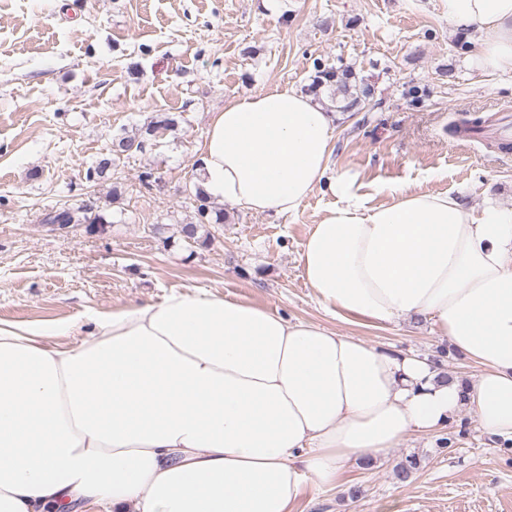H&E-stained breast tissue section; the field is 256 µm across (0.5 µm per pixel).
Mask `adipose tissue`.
Wrapping results in <instances>:
<instances>
[{"instance_id": "adipose-tissue-1", "label": "adipose tissue", "mask_w": 512, "mask_h": 512, "mask_svg": "<svg viewBox=\"0 0 512 512\" xmlns=\"http://www.w3.org/2000/svg\"><path fill=\"white\" fill-rule=\"evenodd\" d=\"M470 63L512 73V0H445ZM335 115L277 86L228 99L199 147L210 202L294 215L326 188L299 265L327 311L432 321L477 373L206 291L66 324L0 320V512H292L306 484L474 417L512 444V203L358 194Z\"/></svg>"}]
</instances>
